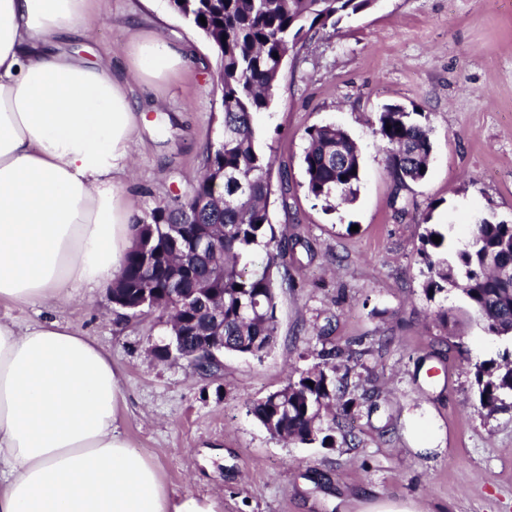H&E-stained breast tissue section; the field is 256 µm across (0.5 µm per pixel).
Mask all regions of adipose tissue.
I'll list each match as a JSON object with an SVG mask.
<instances>
[{
  "label": "adipose tissue",
  "instance_id": "obj_1",
  "mask_svg": "<svg viewBox=\"0 0 512 512\" xmlns=\"http://www.w3.org/2000/svg\"><path fill=\"white\" fill-rule=\"evenodd\" d=\"M97 0H0V305L67 302L62 286L109 282L135 230L121 187L140 132L131 81L184 52L132 41L126 78L68 48ZM123 377L72 326L0 319V512H219L174 497L117 420Z\"/></svg>",
  "mask_w": 512,
  "mask_h": 512
}]
</instances>
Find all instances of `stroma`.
Masks as SVG:
<instances>
[{
	"mask_svg": "<svg viewBox=\"0 0 512 512\" xmlns=\"http://www.w3.org/2000/svg\"><path fill=\"white\" fill-rule=\"evenodd\" d=\"M138 32L190 53L159 85L132 87L149 117L164 118L121 183L140 215L189 194L221 129L222 90L213 48L169 0H105L79 44L109 56L121 77ZM297 50L273 106L254 120L273 180H288L270 199L271 222L294 241L270 352L225 354L207 375L158 361L150 347L161 323L120 316L106 284L57 306L0 305V318L63 320L111 351L124 380L121 429L175 495L213 498L221 512H367L381 502L512 512V403L482 411L472 373L512 354V338L487 335L461 289L428 298L420 255L427 230L444 235L452 258L480 218L512 224V0H377ZM390 104L429 132L420 182L397 183L375 133ZM316 126L343 129L360 153L355 199L333 209L305 186L301 156ZM354 340L370 352L352 382L370 377L379 388L375 406L357 414L355 443L288 444L249 413L322 349ZM420 413L441 431L443 453L415 451Z\"/></svg>",
	"mask_w": 512,
	"mask_h": 512,
	"instance_id": "obj_1",
	"label": "stroma"
}]
</instances>
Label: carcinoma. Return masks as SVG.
I'll list each match as a JSON object with an SVG mask.
<instances>
[{
    "label": "carcinoma",
    "mask_w": 512,
    "mask_h": 512,
    "mask_svg": "<svg viewBox=\"0 0 512 512\" xmlns=\"http://www.w3.org/2000/svg\"><path fill=\"white\" fill-rule=\"evenodd\" d=\"M373 0H171L214 46L220 61L223 130L209 143L202 172L184 201L154 207L134 221L136 239L119 278L112 282V303L161 306L158 319L177 337L153 347L162 360L207 359L196 351L221 337L224 348L257 356L276 339L278 290L290 284L287 238H277L270 222L272 156L258 145L254 115L270 108L282 59L304 40L335 27L345 15L368 9ZM206 23L200 22V17ZM376 134L384 143L400 183L417 182L427 173L432 145L427 131L408 112L387 105L377 118ZM303 166L308 193L327 203L354 199L360 181L356 143L343 130L327 126L307 131ZM188 224L211 241L206 253L171 236L172 225ZM430 230L422 238L429 296L462 286L472 309L491 336L512 335V224L483 219L455 258L438 256L443 244ZM266 250L262 262L251 259ZM242 289L237 290L235 286ZM356 341L332 346L320 362L282 389L250 403L249 411L274 437L291 443L320 441L335 446L334 431L355 439L349 423L376 388L356 395L340 361L366 354ZM480 406L493 411L512 395V357L474 365ZM312 381L309 386L306 381ZM339 406L337 427L325 433L323 413Z\"/></svg>",
    "instance_id": "obj_1"
}]
</instances>
